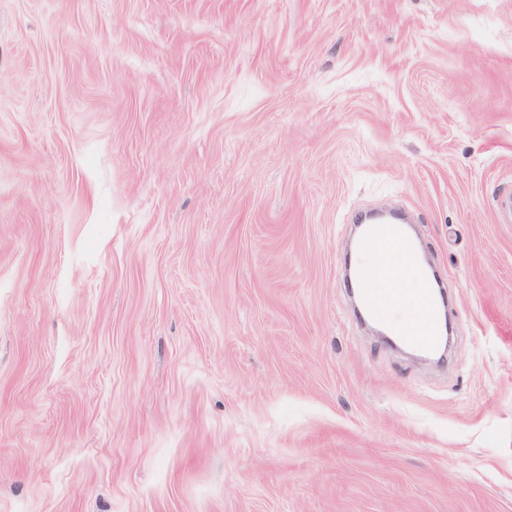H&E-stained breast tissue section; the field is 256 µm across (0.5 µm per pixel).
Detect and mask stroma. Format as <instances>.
<instances>
[{
  "mask_svg": "<svg viewBox=\"0 0 512 512\" xmlns=\"http://www.w3.org/2000/svg\"><path fill=\"white\" fill-rule=\"evenodd\" d=\"M512 0H0V512H512ZM403 206L439 366L358 321ZM357 261L362 266L361 272L358 273V284L362 289L364 305L369 309L371 314L376 315L378 298L375 295V288H377L379 282L388 281L391 278L392 271L390 268L381 265L366 268L364 265L366 260L362 255H358Z\"/></svg>",
  "mask_w": 512,
  "mask_h": 512,
  "instance_id": "obj_1",
  "label": "stroma"
}]
</instances>
